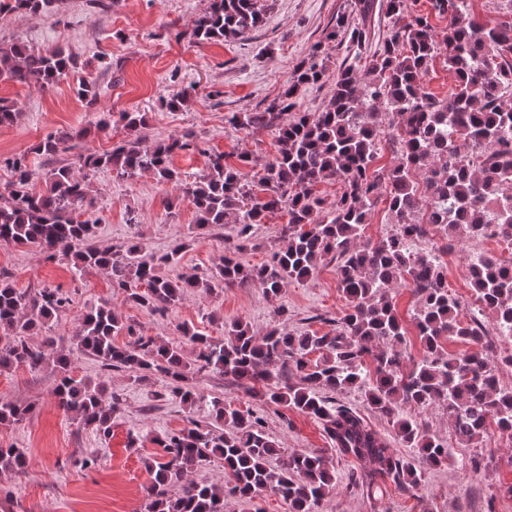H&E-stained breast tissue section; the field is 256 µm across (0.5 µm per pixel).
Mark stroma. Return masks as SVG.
Masks as SVG:
<instances>
[{
  "mask_svg": "<svg viewBox=\"0 0 512 512\" xmlns=\"http://www.w3.org/2000/svg\"><path fill=\"white\" fill-rule=\"evenodd\" d=\"M209 0H60L52 13L0 15V43L26 44L35 50L59 48L73 56L77 69L54 88L41 90L0 81V97L15 105L13 125L0 127V190L11 181L5 158L26 155L36 177L33 189L45 191L44 174L50 166L68 164L71 155L53 159L32 153V146L47 135L66 131L79 153H103L138 136L151 147L169 137L192 131L196 149L177 154L173 166L183 180L194 181L206 168L204 149L224 152L229 162L246 155V177H253L277 153L274 130L243 131L230 127L224 117L231 112L259 109L284 92L292 73L320 55L326 66L321 83L301 90L296 111L316 112L327 104L336 70L345 47L326 36L347 0H258L262 23L243 38L224 42H194L192 20ZM92 75L97 99L88 102L77 94L80 76ZM188 93L189 104L170 110L168 100ZM113 121L99 128L102 113ZM123 112H142L146 122L138 131L127 130L119 119ZM94 204L83 219L97 225L96 243L118 246L139 236L147 252L161 254L183 238L195 214L188 199L175 187L157 183L151 175L121 179L101 171L91 185ZM175 208H168L170 199ZM286 212L269 216L256 225L251 248L242 254L249 266L269 261L282 245L280 231ZM236 228L227 224L211 228L175 266L161 268L173 279L187 272L204 274L224 256V241ZM479 255L500 257L498 240L466 239L457 242L448 257V286L473 309L468 269ZM0 273L22 289L59 288L72 302L53 321L56 350L70 353L75 376L107 380L119 399L112 413V434L100 436L80 426L58 409L53 398L57 374L20 366L0 372V398L34 404L35 410L21 424L1 427L0 446L24 449L27 467L21 473L0 472V512H144L153 475L148 460L159 450L158 441L184 428L188 420L202 427L213 424L208 398L218 397L232 407L263 418L265 430L285 453L323 452L335 467L340 482L325 499L322 512H512V436L485 433L473 447L454 440L446 415L439 408L413 410L431 434L447 441V465L426 470L416 489H388L382 499L370 497L365 488L349 483L352 461L337 454L320 420L294 410L264 404L246 394L232 378L212 371L194 374L193 386L206 397L204 403L186 408L172 397L163 376L143 382L126 372L104 371L92 356L76 351L72 336L79 318L91 305L112 300L123 318L137 323L144 335L187 346L182 325L205 330L223 339L224 325L232 320L247 323L254 333L265 334L277 325V308H285V328L293 334L320 333L336 327L348 302L337 285L336 263L323 261L314 275L294 281L279 297H268L251 284L222 292L191 295L166 315L132 307L113 299L105 273L90 270L75 275L68 260H44L33 250L0 245ZM487 330L483 349L495 361L500 383L512 387V338L501 336L491 314H483ZM92 453L95 468H82L80 457ZM482 464L472 468L471 456Z\"/></svg>",
  "mask_w": 512,
  "mask_h": 512,
  "instance_id": "35a3bbf8",
  "label": "stroma"
}]
</instances>
